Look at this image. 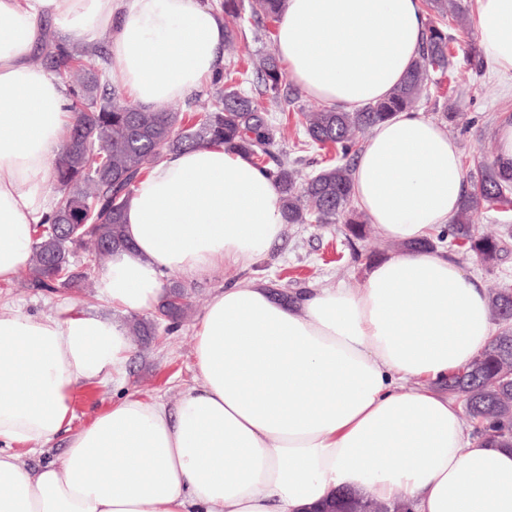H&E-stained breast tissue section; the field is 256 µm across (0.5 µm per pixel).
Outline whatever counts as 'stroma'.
Returning a JSON list of instances; mask_svg holds the SVG:
<instances>
[{"mask_svg": "<svg viewBox=\"0 0 512 512\" xmlns=\"http://www.w3.org/2000/svg\"><path fill=\"white\" fill-rule=\"evenodd\" d=\"M461 2L467 8L468 22L462 28L449 27L452 42L448 70L440 76L438 87L432 88L431 100L421 101L417 110L445 125L449 136L457 140L466 163L464 174L472 185L480 176L478 162L487 163L497 156L495 127L512 118V81L474 61L471 50L479 45L476 3L475 0ZM437 98L457 105L456 120L447 121L442 113L435 111L433 101ZM302 136L297 114H290L279 148L286 152L290 165L308 176L328 165L331 155L324 150H294V143ZM365 232V238L357 239L341 222L290 224L281 242L258 264L246 268L227 265L203 278L165 273L164 281H177L186 286L191 303L188 317L173 328L159 327L156 336L135 346L123 384L108 380L78 387L73 397V428H80L90 415L107 409L124 393L149 395L171 405L184 388L195 385L198 381L192 356L195 328L211 296L224 285L245 279L259 280L286 294L303 288L361 287L368 267L366 253L373 251L385 257L402 249L401 244L384 240L373 224H366ZM447 255L478 278L484 287L504 280L512 282V249L489 267L461 248L449 249ZM0 308L41 316H55L67 309L102 317L113 314L111 305L98 297L63 287L51 292L36 290L25 287L19 278L0 284Z\"/></svg>", "mask_w": 512, "mask_h": 512, "instance_id": "35a3bbf8", "label": "stroma"}]
</instances>
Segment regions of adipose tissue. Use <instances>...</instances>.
<instances>
[{"mask_svg": "<svg viewBox=\"0 0 512 512\" xmlns=\"http://www.w3.org/2000/svg\"><path fill=\"white\" fill-rule=\"evenodd\" d=\"M479 45L512 78V0H477ZM109 37L112 84L134 102L184 99L222 67L224 17L204 0H0V281L25 268L53 205V149L73 115L30 63L46 25ZM420 0H287L288 78L350 111L385 98L424 36ZM351 178L357 207L404 252L361 288L285 301L255 280L209 300L194 335L198 385L168 406L131 393L80 429L72 394L122 380L126 314L155 310L164 272L198 278L261 262L285 224L274 181L220 144L176 152L139 183L97 292L115 318L0 312V512H315L342 490L412 512H512V450L474 439L434 387L493 334L488 295L420 248L463 200L457 141L400 112L375 126ZM66 436L58 460L11 453Z\"/></svg>", "mask_w": 512, "mask_h": 512, "instance_id": "1", "label": "adipose tissue"}]
</instances>
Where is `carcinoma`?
Wrapping results in <instances>:
<instances>
[{
	"label": "carcinoma",
	"mask_w": 512,
	"mask_h": 512,
	"mask_svg": "<svg viewBox=\"0 0 512 512\" xmlns=\"http://www.w3.org/2000/svg\"><path fill=\"white\" fill-rule=\"evenodd\" d=\"M285 0H224V14L244 19L250 12L259 28L254 40L272 34ZM428 13L425 38L419 55L404 80L384 100L353 112L322 108L301 112L304 139L294 148L332 149L336 160L303 182L286 161L267 166L274 158L281 130L268 112H286L298 94L286 87V73L279 60L260 58L257 84L247 92L248 71L235 61L212 78L207 94L210 106L193 115L166 112L127 101L112 86V60L102 44L63 40L52 33L34 59L67 89L72 126L55 157V201L52 214L34 226L31 254L24 283L29 288L53 290L78 288L104 271L112 255L129 248L122 217L141 179L169 154L207 144L239 149L277 183L285 222L334 224L344 215L351 236H362L359 216L352 203L349 160L360 150V137L393 114L410 110L429 98L432 76L448 68V20L463 24L466 8L448 0H424ZM479 183L465 193L454 223L435 231L418 248H434L449 242L493 266L507 252L503 236L477 233L473 215L485 204L512 205V169L499 162L479 164ZM88 249L83 268L75 269L70 256ZM162 303L155 319H135L132 335L144 340L160 322L175 324L189 306L178 282L164 285ZM491 315L501 324L489 348L471 364L448 373L438 385L460 404L472 427V436L497 447L512 448V284L503 281L488 294ZM357 497L339 494L325 505V512H359Z\"/></svg>",
	"instance_id": "carcinoma-1"
}]
</instances>
